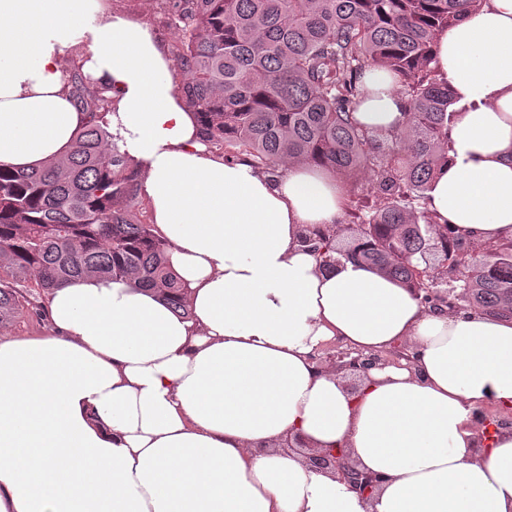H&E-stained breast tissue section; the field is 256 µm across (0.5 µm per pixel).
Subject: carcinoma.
<instances>
[{
    "label": "carcinoma",
    "mask_w": 512,
    "mask_h": 512,
    "mask_svg": "<svg viewBox=\"0 0 512 512\" xmlns=\"http://www.w3.org/2000/svg\"><path fill=\"white\" fill-rule=\"evenodd\" d=\"M155 2L184 32L173 52L179 87L213 153L271 174L316 163L370 186L369 209L349 204V238L334 225L305 236L322 266L338 255L362 261L435 310L451 298L512 317V241H465L425 209L455 116L435 74V35L480 0ZM375 66L399 77L406 98L407 123L396 133L363 130L353 116L360 77ZM69 73L87 116L73 150L38 169L0 167V324L89 274L157 289L186 315L167 243L133 215L141 166L108 131L111 88L75 65ZM450 274L460 291L447 298L438 291Z\"/></svg>",
    "instance_id": "obj_1"
}]
</instances>
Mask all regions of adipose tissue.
Segmentation results:
<instances>
[{"label": "adipose tissue", "mask_w": 512, "mask_h": 512, "mask_svg": "<svg viewBox=\"0 0 512 512\" xmlns=\"http://www.w3.org/2000/svg\"><path fill=\"white\" fill-rule=\"evenodd\" d=\"M456 118L427 192L467 241L512 240V0L435 38ZM112 88L110 131L143 164L140 194L187 291L94 275L55 289L52 334L0 339V512H512V319L424 308L354 261L326 270L302 239L338 222L325 167L283 177L215 157L173 77L166 39L103 0H0V164L68 154L85 122L69 60ZM355 120L408 116L393 73L361 77ZM333 340L412 360L350 386ZM343 450L379 477L366 497L308 454Z\"/></svg>", "instance_id": "adipose-tissue-1"}]
</instances>
